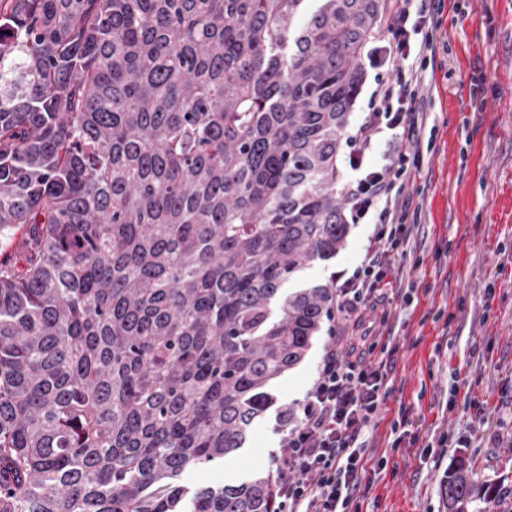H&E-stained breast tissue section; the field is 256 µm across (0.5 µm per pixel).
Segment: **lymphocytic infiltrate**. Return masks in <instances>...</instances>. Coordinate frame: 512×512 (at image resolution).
<instances>
[{"label":"lymphocytic infiltrate","mask_w":512,"mask_h":512,"mask_svg":"<svg viewBox=\"0 0 512 512\" xmlns=\"http://www.w3.org/2000/svg\"><path fill=\"white\" fill-rule=\"evenodd\" d=\"M387 34L367 52L378 77L368 110L348 142L352 222L373 217L363 262L339 287L329 313L338 326L359 325L379 302V285L406 253L412 201L409 178L424 153L428 91L423 73L448 45L417 0H391ZM404 150H397V142ZM386 345L353 336L328 342L299 408L297 425L273 454L276 512H359V478L372 456L363 435L386 398Z\"/></svg>","instance_id":"1"}]
</instances>
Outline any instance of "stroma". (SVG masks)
I'll use <instances>...</instances> for the list:
<instances>
[{
	"instance_id": "35a3bbf8",
	"label": "stroma",
	"mask_w": 512,
	"mask_h": 512,
	"mask_svg": "<svg viewBox=\"0 0 512 512\" xmlns=\"http://www.w3.org/2000/svg\"><path fill=\"white\" fill-rule=\"evenodd\" d=\"M445 69L425 80L434 149L411 175L419 204L401 292L366 312L392 350L388 396L369 439L386 469H367L361 512H446L441 478L459 462L502 484L497 512H512V0H444ZM483 86L471 84L476 74ZM369 224H355L331 260L305 270L307 287L352 272ZM328 333L275 385L279 402L305 396ZM285 433L275 413L253 426L222 465L189 472L186 485L237 483L273 470Z\"/></svg>"
}]
</instances>
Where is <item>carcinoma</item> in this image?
I'll list each match as a JSON object with an SVG mask.
<instances>
[{
  "label": "carcinoma",
  "instance_id": "obj_1",
  "mask_svg": "<svg viewBox=\"0 0 512 512\" xmlns=\"http://www.w3.org/2000/svg\"><path fill=\"white\" fill-rule=\"evenodd\" d=\"M388 0H0V512H275L190 488L332 308L338 159ZM448 512L494 485L463 463Z\"/></svg>",
  "mask_w": 512,
  "mask_h": 512
}]
</instances>
